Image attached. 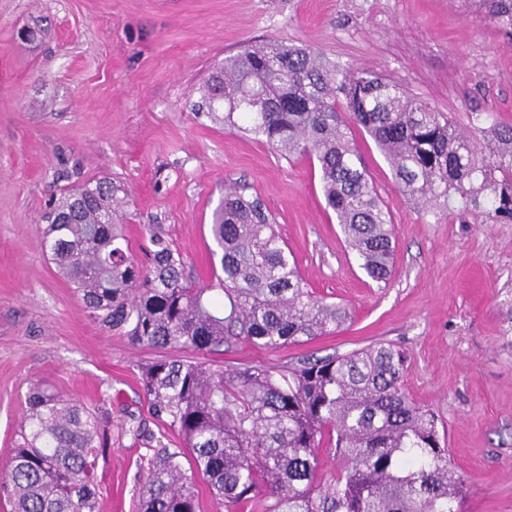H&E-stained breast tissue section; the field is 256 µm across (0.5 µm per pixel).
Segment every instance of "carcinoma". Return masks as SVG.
Masks as SVG:
<instances>
[{"instance_id":"obj_1","label":"carcinoma","mask_w":512,"mask_h":512,"mask_svg":"<svg viewBox=\"0 0 512 512\" xmlns=\"http://www.w3.org/2000/svg\"><path fill=\"white\" fill-rule=\"evenodd\" d=\"M490 15L512 34V0ZM198 110L306 156L321 173L360 267L375 282L392 272V220L352 137L361 127L385 154L403 195L461 221L512 222V124L491 126L481 147L448 113L369 69L342 67L276 40L224 57ZM112 182L76 187L47 213L43 245L88 313L133 342L191 352L140 367L153 417L178 432L190 455L157 454L140 512H196L199 476L224 507L244 512H463L467 483L450 460L433 411L402 378L407 357L388 343L312 357L285 370L225 369L198 355L245 339L267 349L333 333L347 310L316 298L263 202L234 187L212 215L216 283L196 286L160 238L144 268L124 248ZM107 418L40 384L30 388L21 436L0 469L12 512H98L96 462ZM336 472L320 475L323 458Z\"/></svg>"}]
</instances>
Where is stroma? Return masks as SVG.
Returning a JSON list of instances; mask_svg holds the SVG:
<instances>
[{"instance_id": "35a3bbf8", "label": "stroma", "mask_w": 512, "mask_h": 512, "mask_svg": "<svg viewBox=\"0 0 512 512\" xmlns=\"http://www.w3.org/2000/svg\"><path fill=\"white\" fill-rule=\"evenodd\" d=\"M274 39L370 69L463 130L477 114L486 127L512 123V36L484 0H0V463L29 388L50 385L111 422L99 512H138L157 451L146 434L161 431L139 368L174 352L89 316L41 249L43 215L72 185L111 178L136 259L148 264L159 236L205 285L212 213L225 189L246 185L308 288L350 318L275 350L239 340L210 363L282 368L393 344L407 356L405 390L437 415L469 481L465 512H512V223L414 205L373 139L354 129L396 246L388 283L372 281L308 158L195 111L225 56ZM164 434L167 449L181 448L177 432Z\"/></svg>"}]
</instances>
